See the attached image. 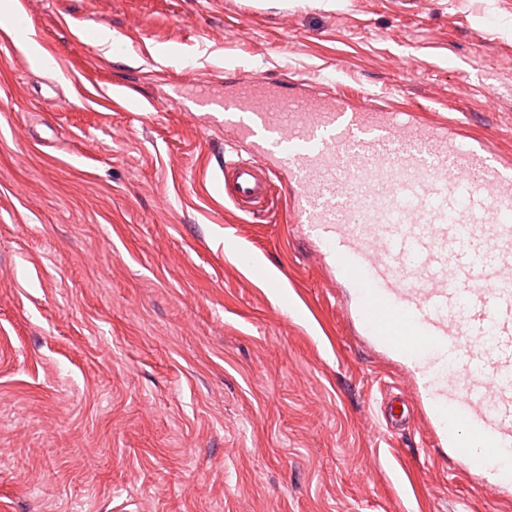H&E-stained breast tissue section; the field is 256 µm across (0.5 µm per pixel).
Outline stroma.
I'll return each instance as SVG.
<instances>
[{"mask_svg":"<svg viewBox=\"0 0 512 512\" xmlns=\"http://www.w3.org/2000/svg\"><path fill=\"white\" fill-rule=\"evenodd\" d=\"M26 11L61 63L0 39V512H496L421 420L381 426L409 373L349 325L285 198L256 218L225 201L216 158L249 148L193 98L339 84L512 163V0ZM99 27L127 32L112 56Z\"/></svg>","mask_w":512,"mask_h":512,"instance_id":"1","label":"stroma"}]
</instances>
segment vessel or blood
<instances>
[{"instance_id": "vessel-or-blood-1", "label": "vessel or blood", "mask_w": 512, "mask_h": 512, "mask_svg": "<svg viewBox=\"0 0 512 512\" xmlns=\"http://www.w3.org/2000/svg\"><path fill=\"white\" fill-rule=\"evenodd\" d=\"M200 107L249 147L224 164V198L265 213L281 183L288 221L351 286L348 315L412 374L430 437L512 500V166L458 122L435 123L363 95H283L243 84ZM388 431L404 394L380 407Z\"/></svg>"}]
</instances>
